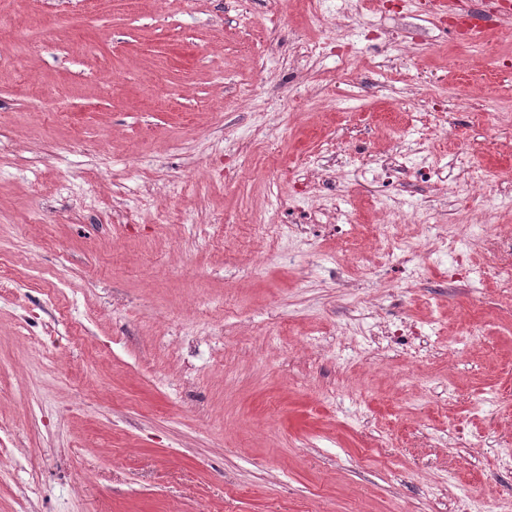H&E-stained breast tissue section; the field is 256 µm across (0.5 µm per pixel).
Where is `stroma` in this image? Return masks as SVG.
Wrapping results in <instances>:
<instances>
[{
    "mask_svg": "<svg viewBox=\"0 0 512 512\" xmlns=\"http://www.w3.org/2000/svg\"><path fill=\"white\" fill-rule=\"evenodd\" d=\"M0 33V512H512V184L466 185L512 170V14L481 51L427 0Z\"/></svg>",
    "mask_w": 512,
    "mask_h": 512,
    "instance_id": "1",
    "label": "stroma"
}]
</instances>
